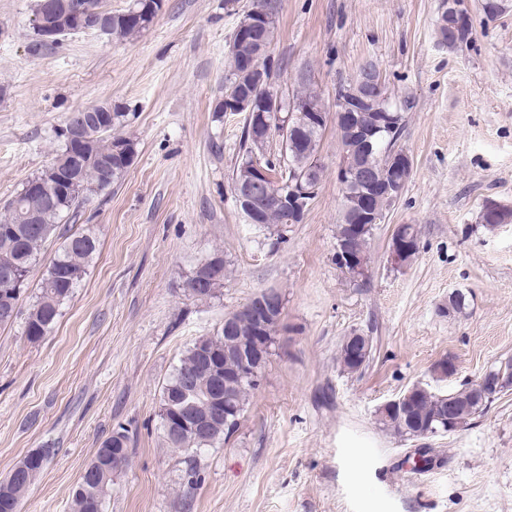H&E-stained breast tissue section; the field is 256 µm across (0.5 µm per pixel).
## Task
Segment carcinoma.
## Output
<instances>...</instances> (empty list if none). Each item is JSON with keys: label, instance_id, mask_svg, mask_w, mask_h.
I'll use <instances>...</instances> for the list:
<instances>
[{"label": "carcinoma", "instance_id": "1", "mask_svg": "<svg viewBox=\"0 0 512 512\" xmlns=\"http://www.w3.org/2000/svg\"><path fill=\"white\" fill-rule=\"evenodd\" d=\"M252 8L264 12L267 17L265 25L255 31V40L268 45L272 44L277 35L276 5L273 0H253ZM155 17H144L139 22L127 24L122 20V12L112 13L111 39L116 41H135L153 23ZM256 44H240L237 46L235 57L228 58V74L225 77L224 90L233 87L237 80V71L241 64L250 60L255 52ZM122 112L112 113V125L103 131L91 130L88 142L83 146L82 164L72 172L78 177V182L66 192L49 197L32 195L25 189L3 206L0 215V327L13 323L17 315H7L5 310L12 303H19L21 293L28 285V279L33 265L36 263L44 244L57 236L63 242L55 256L50 261L46 277L40 285L37 300L29 309L25 321V333L29 340L35 341L45 336L55 324L60 315V308L67 301L77 284L86 273L89 262L97 251V238L91 231L65 235L59 227L61 216L76 209L92 196L121 182L130 169L125 159L112 153V146L123 143L136 146L134 140L119 132ZM292 121L298 124L297 134L300 135L304 146L299 149L300 157L316 156L320 153V145L324 128L311 127L304 124V118L293 116ZM390 136L384 135L381 144L371 155L355 150L352 156L359 166L367 165L372 168L374 178L382 174L381 163L377 153L385 149ZM258 208L264 224L267 227H278L288 223V215L281 210L270 197L262 196L257 199ZM372 229H367L356 235L352 240V249L362 258H369ZM214 265L205 271L196 269L187 281L189 294L200 300H206L214 295L216 288L224 284L228 269L224 259L216 255L212 257ZM238 326L239 335L235 337L220 333L216 336H202L187 349L180 360V365L168 379L161 394V404H169L166 416L180 414L182 416H204L210 411L209 395L211 392V377L198 369L197 349L205 346L214 350L218 355L224 351L234 352L237 343L250 336L253 327L249 313L244 309L232 313ZM185 378L191 379L188 384H182ZM470 386L448 392V398L455 403L457 416L464 423L481 416L487 406L474 405L470 400ZM439 414L436 391H420L408 400V407L399 416H388L381 419V424L392 433L403 437L411 434L409 422L421 427L434 422ZM231 435V430L225 428L224 419H214L210 430L206 433L207 440L186 438L169 447L187 454H196L203 448L223 440ZM129 461V448L117 459H112V438L104 440L97 448L94 458L89 463L93 471L88 475L86 495L72 497V512H104L105 501L112 485L114 473L122 470ZM28 465L31 478L24 484H15L11 478L0 480V488L10 491V498L23 501L30 487L40 475L42 467L28 463V458L21 459Z\"/></svg>", "mask_w": 512, "mask_h": 512}]
</instances>
